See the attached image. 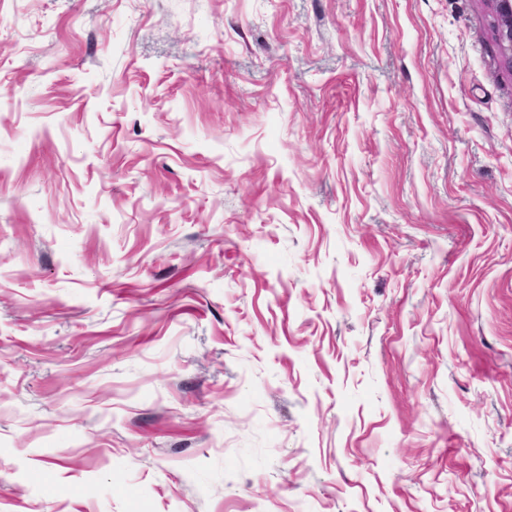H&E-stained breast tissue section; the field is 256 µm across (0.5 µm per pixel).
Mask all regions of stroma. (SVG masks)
<instances>
[{
  "instance_id": "1",
  "label": "stroma",
  "mask_w": 512,
  "mask_h": 512,
  "mask_svg": "<svg viewBox=\"0 0 512 512\" xmlns=\"http://www.w3.org/2000/svg\"><path fill=\"white\" fill-rule=\"evenodd\" d=\"M0 512H512L487 0H0Z\"/></svg>"
}]
</instances>
